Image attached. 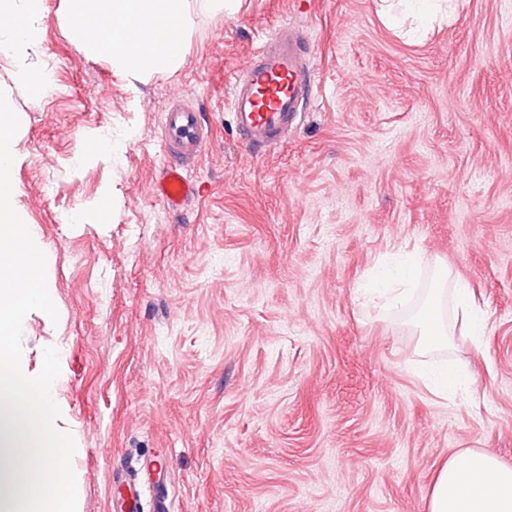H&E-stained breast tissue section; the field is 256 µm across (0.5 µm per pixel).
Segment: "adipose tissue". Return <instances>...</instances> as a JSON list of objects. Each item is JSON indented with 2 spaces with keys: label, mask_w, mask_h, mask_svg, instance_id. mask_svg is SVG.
<instances>
[{
  "label": "adipose tissue",
  "mask_w": 512,
  "mask_h": 512,
  "mask_svg": "<svg viewBox=\"0 0 512 512\" xmlns=\"http://www.w3.org/2000/svg\"><path fill=\"white\" fill-rule=\"evenodd\" d=\"M62 23L93 58H107L116 74L141 81L184 63L192 15L236 14L241 0H66ZM46 0H0V48L15 62L14 79L33 97L53 90L45 69L32 63L42 48ZM428 512H512V466L468 449L446 461L432 486Z\"/></svg>",
  "instance_id": "1"
}]
</instances>
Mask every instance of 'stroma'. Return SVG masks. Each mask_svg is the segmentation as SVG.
<instances>
[{"label":"stroma","instance_id":"35a3bbf8","mask_svg":"<svg viewBox=\"0 0 512 512\" xmlns=\"http://www.w3.org/2000/svg\"><path fill=\"white\" fill-rule=\"evenodd\" d=\"M380 0H243L192 16L183 66L133 84L87 56L46 0L31 98L0 50L20 119L15 178L39 229L58 320H23L21 363L56 348L57 425L76 444L79 512H127L148 481L170 512H427L445 460L480 449L512 465V0H460L422 42ZM311 46L313 94L284 143L242 145L228 87L283 23ZM200 112L197 196L152 194L165 110ZM111 136V161L75 164ZM112 188L105 222L63 223ZM421 264L395 305L369 302L379 267ZM450 269L487 316L448 319L424 345L414 298ZM458 367L455 393L428 380Z\"/></svg>","mask_w":512,"mask_h":512}]
</instances>
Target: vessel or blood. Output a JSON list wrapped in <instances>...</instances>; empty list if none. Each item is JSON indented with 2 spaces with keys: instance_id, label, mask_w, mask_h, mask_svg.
I'll use <instances>...</instances> for the list:
<instances>
[{
  "instance_id": "vessel-or-blood-1",
  "label": "vessel or blood",
  "mask_w": 512,
  "mask_h": 512,
  "mask_svg": "<svg viewBox=\"0 0 512 512\" xmlns=\"http://www.w3.org/2000/svg\"><path fill=\"white\" fill-rule=\"evenodd\" d=\"M310 59L303 34L289 23L253 50L230 86L234 123L247 148L259 153L287 138L310 92ZM161 141L167 161L154 193L176 210L194 193L188 166L207 142L199 112L186 104L169 107L163 115Z\"/></svg>"
}]
</instances>
